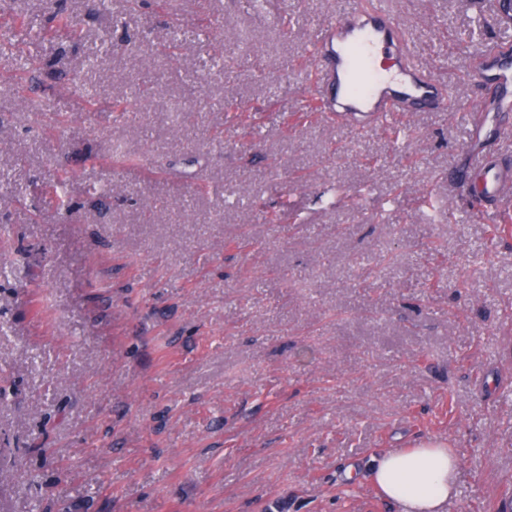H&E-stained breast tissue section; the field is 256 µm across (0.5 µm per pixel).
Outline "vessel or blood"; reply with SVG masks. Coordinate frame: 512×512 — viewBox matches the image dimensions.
Wrapping results in <instances>:
<instances>
[{
  "instance_id": "vessel-or-blood-1",
  "label": "vessel or blood",
  "mask_w": 512,
  "mask_h": 512,
  "mask_svg": "<svg viewBox=\"0 0 512 512\" xmlns=\"http://www.w3.org/2000/svg\"><path fill=\"white\" fill-rule=\"evenodd\" d=\"M310 92L319 111L363 127L387 123L398 112L454 111L445 83L417 60L407 34L384 5H355L339 13L316 37L311 57ZM473 81L488 85L487 108L475 114L483 131L492 112L512 109V45L490 43L471 62ZM474 171L465 189L479 200L484 214L512 200V165L471 155Z\"/></svg>"
}]
</instances>
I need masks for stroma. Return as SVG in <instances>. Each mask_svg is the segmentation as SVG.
<instances>
[{"label":"stroma","mask_w":512,"mask_h":512,"mask_svg":"<svg viewBox=\"0 0 512 512\" xmlns=\"http://www.w3.org/2000/svg\"><path fill=\"white\" fill-rule=\"evenodd\" d=\"M380 1L458 111L301 119L349 0H60L77 40L0 8V512H395L369 464L424 439L460 459L448 512H512V204L453 188L470 60L512 28ZM151 95V88L146 86L137 95L116 102L114 105L115 110L124 116H133L147 106Z\"/></svg>","instance_id":"1"}]
</instances>
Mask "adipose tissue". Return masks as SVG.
Wrapping results in <instances>:
<instances>
[{
    "label": "adipose tissue",
    "mask_w": 512,
    "mask_h": 512,
    "mask_svg": "<svg viewBox=\"0 0 512 512\" xmlns=\"http://www.w3.org/2000/svg\"><path fill=\"white\" fill-rule=\"evenodd\" d=\"M459 460L447 442L427 439L376 457L369 479L397 512H447L457 491Z\"/></svg>",
    "instance_id": "1"
}]
</instances>
